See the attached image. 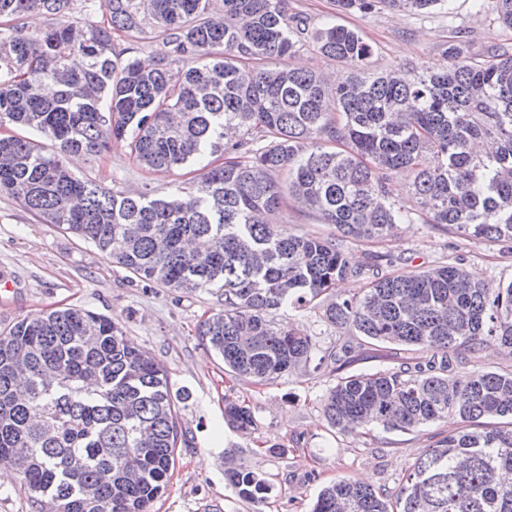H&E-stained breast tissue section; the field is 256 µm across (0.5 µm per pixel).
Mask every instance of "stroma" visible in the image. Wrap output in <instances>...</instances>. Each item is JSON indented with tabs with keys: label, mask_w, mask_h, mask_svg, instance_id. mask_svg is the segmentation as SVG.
<instances>
[{
	"label": "stroma",
	"mask_w": 512,
	"mask_h": 512,
	"mask_svg": "<svg viewBox=\"0 0 512 512\" xmlns=\"http://www.w3.org/2000/svg\"><path fill=\"white\" fill-rule=\"evenodd\" d=\"M292 13L311 27L337 22L360 33L373 48L377 70L442 63L448 44L465 36L473 50L512 48V28L493 11L476 12L472 0H453L450 9L423 12L381 8L337 14L333 0H289ZM76 176L96 179L117 191L158 195L184 180L183 171L148 172L117 142L98 156L70 163ZM356 253H385L397 270H426L461 258L477 280L512 282V249L504 243L472 240L427 224H402L380 241H353ZM66 307L112 318L138 348L167 370L185 441L175 455L173 477L154 512H309L318 490L345 477L396 495L416 458L439 432L456 420L411 431L369 427L361 435L331 432L321 402L336 382V366L306 367L262 385L236 380L202 342L201 321L220 309L216 295L188 294L136 276L94 245L55 225L45 224L14 199L0 194V332L27 315ZM277 323L299 326L322 347L339 334L320 309L279 313ZM352 347V373H372L397 365L391 346L359 336ZM245 401L255 424L242 434L224 420V399ZM242 465L273 486L261 508L227 485L225 469Z\"/></svg>",
	"instance_id": "obj_1"
}]
</instances>
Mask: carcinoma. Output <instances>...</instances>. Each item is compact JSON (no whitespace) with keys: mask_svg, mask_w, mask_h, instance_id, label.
<instances>
[{"mask_svg":"<svg viewBox=\"0 0 512 512\" xmlns=\"http://www.w3.org/2000/svg\"><path fill=\"white\" fill-rule=\"evenodd\" d=\"M0 0V193L46 224L91 242L164 287L216 294L199 326L224 367L264 384L313 360L340 372L349 346L322 348L274 316L312 302L338 329L406 353L395 368L336 378L322 403L333 430L409 431L448 420L391 497L348 478L322 487L310 512H512V372L452 371L460 356L512 347V282L473 281L458 260L387 272L355 256L418 221L468 238L512 241V52L459 40L413 79L370 68L373 50L331 22L310 30L288 0ZM342 13L422 11L449 0H334ZM50 17L32 32L31 12ZM156 39L146 69L124 40ZM343 61L331 89L315 70L270 68L306 46ZM180 62L171 69L167 61ZM36 133L49 144L29 137ZM124 141L147 171L206 156L199 181L150 197L80 179L64 157ZM408 172L417 210L392 181ZM328 235L270 224L286 197ZM368 278L361 293L336 283ZM224 421L255 424L224 399ZM183 441L165 368L111 318L81 308L25 316L0 334V458L24 494L57 512H153ZM261 505L257 472L225 471Z\"/></svg>","mask_w":512,"mask_h":512,"instance_id":"obj_1","label":"carcinoma"}]
</instances>
